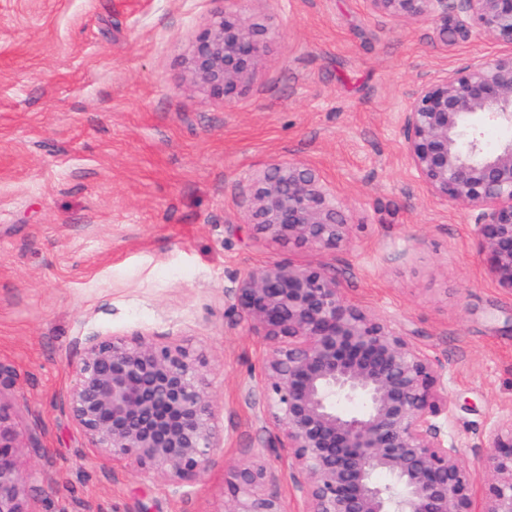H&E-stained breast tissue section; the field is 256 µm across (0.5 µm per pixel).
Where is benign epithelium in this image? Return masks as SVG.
<instances>
[{
  "mask_svg": "<svg viewBox=\"0 0 512 512\" xmlns=\"http://www.w3.org/2000/svg\"><path fill=\"white\" fill-rule=\"evenodd\" d=\"M217 10L186 60L193 85L232 102L268 39L246 16L250 0ZM400 23L452 18L451 37L476 29L509 50L422 81L403 112L408 155L429 192L472 212L488 272L512 291V136L489 148L486 124L512 131V0H366ZM249 223L279 244L336 251L350 242L342 203L302 162L273 163L243 200ZM227 313L270 347L262 412L293 466L306 512H512V418L494 429L481 510L479 477L448 429L444 368L410 334L348 301L328 267L271 263L235 280ZM62 403L97 453L155 477L193 482L223 443L207 360L143 332L93 335ZM23 447L0 407V512H29ZM386 480L381 481L379 477ZM266 465H238L229 512H284L259 492Z\"/></svg>",
  "mask_w": 512,
  "mask_h": 512,
  "instance_id": "1",
  "label": "benign epithelium"
}]
</instances>
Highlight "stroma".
Here are the masks:
<instances>
[{
  "instance_id": "stroma-1",
  "label": "stroma",
  "mask_w": 512,
  "mask_h": 512,
  "mask_svg": "<svg viewBox=\"0 0 512 512\" xmlns=\"http://www.w3.org/2000/svg\"><path fill=\"white\" fill-rule=\"evenodd\" d=\"M216 0H0V404L26 447L30 512H226L249 459L302 512L256 394L263 337L225 313L272 262L335 269L345 297L438 359L450 428L484 474L512 417V292L489 277L467 210L433 197L402 114L423 79L498 52L444 20L397 25L364 0H249L272 39L227 104L184 69ZM314 167L346 207L349 246H282L238 196L274 162ZM143 331L209 360L221 448L172 483L102 458L57 404L89 336ZM37 448H30L29 440Z\"/></svg>"
}]
</instances>
